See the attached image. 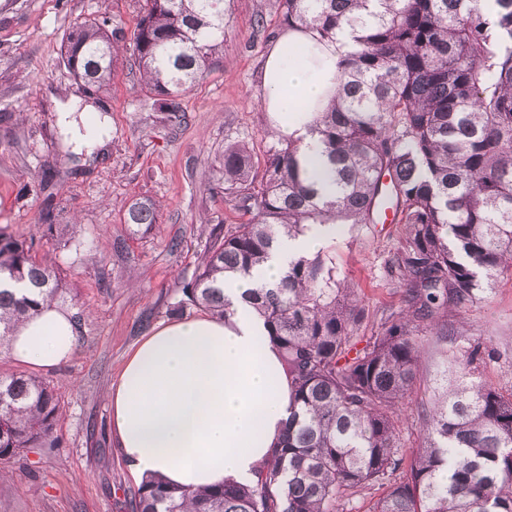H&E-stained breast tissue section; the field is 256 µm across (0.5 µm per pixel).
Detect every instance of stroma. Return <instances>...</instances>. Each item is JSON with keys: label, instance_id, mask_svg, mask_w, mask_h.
Segmentation results:
<instances>
[{"label": "stroma", "instance_id": "stroma-1", "mask_svg": "<svg viewBox=\"0 0 512 512\" xmlns=\"http://www.w3.org/2000/svg\"><path fill=\"white\" fill-rule=\"evenodd\" d=\"M141 0H0V227L39 236L36 260L55 262L65 287L60 307L80 323L73 357L48 379L60 411L53 448L0 470V512H131L137 489L112 442L108 395L152 327L193 318L174 314L216 234L241 223L224 198V149L246 145L256 165L273 146L261 107L259 74L282 33L279 0H224V53L181 98L179 118L155 111L130 53L111 88L88 94L65 67L67 35L105 17L131 45ZM74 100L110 118L106 144L73 149L58 114ZM159 207L152 230L126 223L129 204ZM53 208L52 236L39 217ZM402 238L398 224H338L322 243L338 282L361 290L363 335L401 306L387 274ZM458 346L484 342L500 357L483 377L512 387V275L498 277L453 319ZM422 375L401 412L400 445L416 447L418 405L442 380L441 347L420 333Z\"/></svg>", "mask_w": 512, "mask_h": 512}]
</instances>
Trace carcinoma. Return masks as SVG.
Here are the masks:
<instances>
[{"label":"carcinoma","instance_id":"carcinoma-1","mask_svg":"<svg viewBox=\"0 0 512 512\" xmlns=\"http://www.w3.org/2000/svg\"><path fill=\"white\" fill-rule=\"evenodd\" d=\"M281 0L288 27L321 37L348 26L356 49L343 60L332 105L316 119L332 168L323 195L301 176V146L284 138L262 171L244 146L224 149V198L252 214L216 237L184 304L224 318V278H250L283 237L315 224H376L392 208L404 239L388 265L403 307L360 336L357 289L339 288L333 257L293 260L284 279L246 296L264 319L293 388L288 427L251 486L196 491L158 477L141 482L132 512H338L373 487L369 512H512V388L480 376L495 351L444 350L450 386L423 403L420 443L399 444V404L421 370L418 333L448 343L452 313L512 274V0ZM106 23L86 20L64 42L74 80L109 89L120 48ZM224 0H144L132 55L161 112L219 60ZM150 200L126 223H157ZM33 244L0 227V342L20 318L54 302L63 285ZM365 342L363 347L358 343ZM60 409L53 383L0 376V464L53 448Z\"/></svg>","mask_w":512,"mask_h":512}]
</instances>
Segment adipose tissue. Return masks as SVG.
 <instances>
[{"label": "adipose tissue", "instance_id": "1", "mask_svg": "<svg viewBox=\"0 0 512 512\" xmlns=\"http://www.w3.org/2000/svg\"><path fill=\"white\" fill-rule=\"evenodd\" d=\"M352 48L349 31L322 42L298 26L282 32L263 64L262 108L272 128L301 143V162L323 192L331 188L330 166L315 117ZM330 231L324 225L281 239L252 279L225 280L232 303L226 318L167 324L138 343L108 398L112 435L132 476L156 475L191 491L256 481L282 436L291 396L278 351L243 295L252 282L278 283L289 263L317 249ZM1 345L22 364L54 371L75 350L72 314L43 306Z\"/></svg>", "mask_w": 512, "mask_h": 512}]
</instances>
